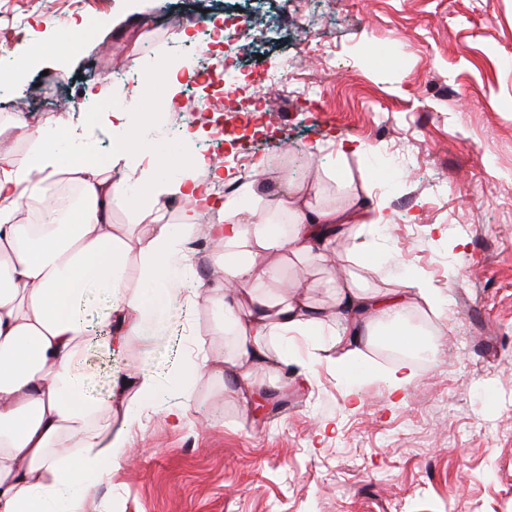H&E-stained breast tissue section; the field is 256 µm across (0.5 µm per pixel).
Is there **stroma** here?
Segmentation results:
<instances>
[{
    "label": "stroma",
    "mask_w": 512,
    "mask_h": 512,
    "mask_svg": "<svg viewBox=\"0 0 512 512\" xmlns=\"http://www.w3.org/2000/svg\"><path fill=\"white\" fill-rule=\"evenodd\" d=\"M247 0H89L82 21L49 27L24 91L0 101V117L65 119L37 111L50 92L103 112L126 86L102 77L113 60L140 59L156 101L168 93L165 64L183 28L248 17ZM279 22L223 55L242 74L233 94L183 84L182 102L222 97L224 132L196 122L197 147L215 145L223 168L250 179L265 169L271 199L319 183L316 207L358 197L386 206L374 260H358L345 236L335 263L291 252L252 255L255 285L269 298L302 293L325 316L323 335L297 340L310 367L291 361L257 371L256 387L282 405L264 419L242 406L222 374L186 380L188 351L231 355L233 341L208 302L172 304L147 340L110 358L89 351L86 391L108 394L116 364L143 368L158 394L131 432L130 454L100 483L85 512H512V0H265ZM175 112L138 115L142 137L164 166L183 162L167 134ZM361 144L339 154L337 143ZM276 267V278L265 271ZM342 280L384 290L419 275L439 311L419 310L429 351L411 355L415 379L390 393L380 345L361 365L376 378L337 374L333 269ZM189 402L173 429L167 407Z\"/></svg>",
    "instance_id": "35a3bbf8"
}]
</instances>
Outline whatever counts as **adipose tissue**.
<instances>
[{
	"instance_id": "obj_1",
	"label": "adipose tissue",
	"mask_w": 512,
	"mask_h": 512,
	"mask_svg": "<svg viewBox=\"0 0 512 512\" xmlns=\"http://www.w3.org/2000/svg\"><path fill=\"white\" fill-rule=\"evenodd\" d=\"M99 120L116 135L113 156L123 162L122 178H113L111 161L64 153L70 140L83 138L80 127L65 130L57 149L37 146L20 157L4 145L11 125L0 124V512H82L97 481L111 479L123 462L138 420L133 406L156 396L157 380L147 371L113 369L108 397L91 399L85 393V355L94 339L107 354L121 352L130 337H145L171 300L196 302L174 277L177 269L196 265L191 239L203 233L223 246L210 261L224 266L232 285L207 289L206 300L224 314L236 339L223 371L246 399L254 371L270 359V337L309 336L324 324L303 298L271 303L258 295L249 255L288 250L324 262L340 230L353 254L363 257L367 235L389 221L384 206L359 200L346 208H313L308 199L318 187L312 183L279 201L291 231L277 233L252 221L263 204L255 182L216 200L203 178L209 163L197 153L188 155L178 179L158 177V162L131 126L129 111L103 112ZM61 174L80 191V222L27 223L20 212L33 204L67 214L63 197L47 196ZM137 184L147 185L148 194L134 192ZM175 196L187 205L174 219L165 201ZM117 199L146 232L136 235L113 223ZM202 210L216 213V223L199 226ZM91 289L109 299L92 324L80 311ZM335 294L337 314L353 327L334 361L346 375L364 355L363 326L379 323L391 343L416 347L423 339L403 329L401 315L415 301L438 309L434 286L418 277L386 291L351 281L337 285Z\"/></svg>"
}]
</instances>
